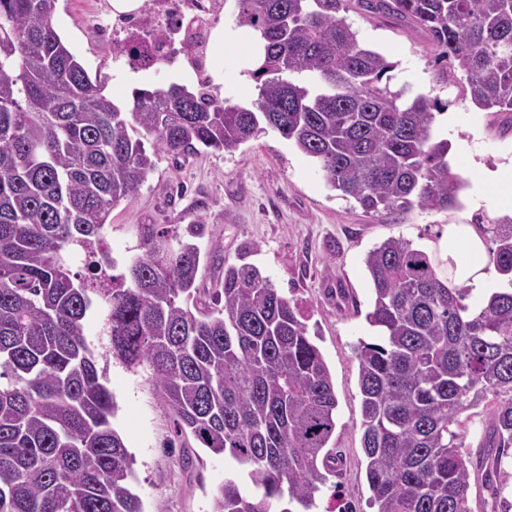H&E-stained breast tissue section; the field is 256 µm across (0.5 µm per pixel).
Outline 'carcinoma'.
<instances>
[{
	"mask_svg": "<svg viewBox=\"0 0 512 512\" xmlns=\"http://www.w3.org/2000/svg\"><path fill=\"white\" fill-rule=\"evenodd\" d=\"M55 0H0V512H143L131 456L99 360L146 363L177 434L228 454L211 512H309L336 476V393L297 305L247 262L198 284L206 225H138L140 253L109 247L112 210L132 201L154 157L231 153L272 130L312 158L326 185L367 213L458 203L436 115L389 88L397 63L362 45L343 13L359 8L421 31L436 79L512 133V0H224L264 42L251 104L172 82L119 105L56 32ZM506 287L477 306L402 238L370 250L373 285L359 342L366 479L376 512H473L471 473L501 497L512 447V224L475 215ZM101 324L89 341V316ZM492 404L469 468L451 426ZM253 491H243L241 481Z\"/></svg>",
	"mask_w": 512,
	"mask_h": 512,
	"instance_id": "1",
	"label": "carcinoma"
}]
</instances>
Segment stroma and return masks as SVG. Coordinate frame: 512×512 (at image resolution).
Listing matches in <instances>:
<instances>
[{
  "mask_svg": "<svg viewBox=\"0 0 512 512\" xmlns=\"http://www.w3.org/2000/svg\"><path fill=\"white\" fill-rule=\"evenodd\" d=\"M86 9L87 0H57L54 24L89 73L113 91L114 101H125L134 87L176 81V71L157 65L133 73L127 88L116 89L115 49L110 38L91 28ZM346 18L366 47L396 62L391 90H403L408 99L426 95L447 102L454 119L435 123L434 132L448 140L452 152L490 169L512 158V136H498L487 112L463 96L459 85L435 81L434 51L417 32L355 10ZM484 211V204L463 190L450 210L366 213L331 191L309 157L270 131L231 153L208 151L178 160L159 154L135 199L113 210L108 241L113 256L123 260L137 251L138 225H186L203 217L206 234L199 246L214 256L201 278L209 289L223 278L225 263L236 262L244 246H253L250 263L300 306L335 384L336 430L330 445L340 456L343 478L322 486L314 512H332L341 500L350 502L354 512H373L356 359L359 340L377 334L365 320L373 302L365 258L392 236L438 257L440 273H447L440 244L449 225L470 223ZM107 379L118 405L112 423L133 460L144 512H210L218 486L236 472L234 461L199 447L193 437L174 435L171 408L157 393L148 366L130 370L112 358ZM490 418L485 403L462 415L465 459L477 461Z\"/></svg>",
  "mask_w": 512,
  "mask_h": 512,
  "instance_id": "obj_1",
  "label": "stroma"
}]
</instances>
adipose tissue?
I'll use <instances>...</instances> for the list:
<instances>
[{
    "label": "adipose tissue",
    "mask_w": 512,
    "mask_h": 512,
    "mask_svg": "<svg viewBox=\"0 0 512 512\" xmlns=\"http://www.w3.org/2000/svg\"><path fill=\"white\" fill-rule=\"evenodd\" d=\"M213 44L217 58L228 59L232 67L228 78L232 85L245 84L240 69L248 62L254 50V39L250 34L229 26H218L213 32ZM449 165L462 171L472 172L470 193L496 211L512 210V167L503 166L495 170L475 167L461 158L449 157ZM442 253L450 258L453 267L448 271L452 283L467 284L472 294L486 295L490 284L486 271L485 245L476 229L468 224H452L448 227V238L441 245Z\"/></svg>",
    "instance_id": "ef3b65f1"
}]
</instances>
